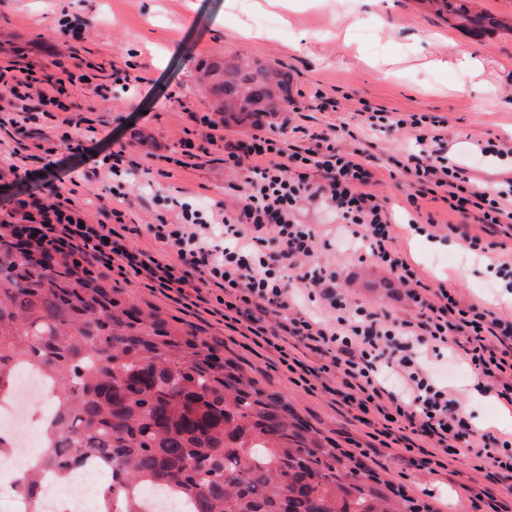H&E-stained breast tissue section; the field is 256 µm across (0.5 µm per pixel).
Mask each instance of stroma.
Wrapping results in <instances>:
<instances>
[{"label": "stroma", "instance_id": "1", "mask_svg": "<svg viewBox=\"0 0 512 512\" xmlns=\"http://www.w3.org/2000/svg\"><path fill=\"white\" fill-rule=\"evenodd\" d=\"M478 12L503 20V28L475 34L456 20H444L422 0H364L357 17L338 9L336 0H295L291 9L258 10L255 0H0V66L17 61L37 77L59 74L61 67L92 64L90 84L68 89L63 100L69 118L92 127L93 148L123 150L136 168L123 209L124 236L154 253L161 246L146 225L178 220L180 203L212 210L234 209L232 186L239 174L224 165L225 140L261 130L295 144L292 129L302 126L324 135L337 134L345 152L361 149L372 166V190L397 227L402 253L430 285L453 288L460 308L479 306L512 320L506 282L491 264L498 252L512 251V223L482 236L484 247L469 256L459 251L449 232L460 217L443 201L423 202L414 210L400 164L416 147L407 130L369 128L363 105L387 111L391 120L417 114L434 122L450 163L475 186L495 192L512 180V159L484 153L487 142L512 147V0H471ZM83 21L80 38L62 31L61 15ZM468 51L481 65L479 74L461 68ZM258 59L286 70L291 78V106L259 119L256 125L225 126L202 84L205 64L233 56ZM442 68H434V61ZM139 77L134 92L112 84L115 74ZM335 108L324 107V99ZM209 115L221 126L223 140L207 143L196 115ZM60 120L37 117L18 129L0 126V219L17 202H45L61 196L84 212L88 223H112L107 174L92 175L85 156L67 150ZM189 137L206 150L189 165L178 163L179 141ZM175 198L164 207L155 195ZM433 212L446 228L436 236L409 229V220L425 224ZM301 222L314 225L326 240L322 262L339 274L347 301L398 319L417 315L407 288L371 257H359L336 241L337 221L312 203L300 207ZM122 298L141 309H156L182 329L220 341L233 360L266 391L284 396L294 412L319 431L328 444L434 512H476L472 491L488 486L484 471L468 452L429 473L412 466L399 446L384 447L371 427L353 420L320 382L294 384L275 352L255 346L210 315L205 305L184 307L151 288L147 281L108 280ZM429 373L460 401H467L473 372L460 352L430 357Z\"/></svg>", "mask_w": 512, "mask_h": 512}]
</instances>
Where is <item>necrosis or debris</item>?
Instances as JSON below:
<instances>
[{"mask_svg": "<svg viewBox=\"0 0 512 512\" xmlns=\"http://www.w3.org/2000/svg\"><path fill=\"white\" fill-rule=\"evenodd\" d=\"M22 393L0 398V416L7 420L0 427V439L8 452L0 458V499L10 505V512H99L98 477L105 461L84 455L70 462L66 469L38 467L44 446V431L54 418L51 379L25 370ZM36 470L45 493L32 500L18 488V479L26 471Z\"/></svg>", "mask_w": 512, "mask_h": 512, "instance_id": "4bbe7bcc", "label": "necrosis or debris"}]
</instances>
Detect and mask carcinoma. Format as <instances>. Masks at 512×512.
I'll list each match as a JSON object with an SVG mask.
<instances>
[{
    "label": "carcinoma",
    "mask_w": 512,
    "mask_h": 512,
    "mask_svg": "<svg viewBox=\"0 0 512 512\" xmlns=\"http://www.w3.org/2000/svg\"><path fill=\"white\" fill-rule=\"evenodd\" d=\"M426 2L477 29L496 24L470 15V0ZM207 75L226 125L289 101L283 70L227 59ZM35 254L15 251L0 227V392L23 361L55 381L56 446L40 464L65 466L64 449L101 453L119 478L105 512H151L155 491L179 512H419L213 344Z\"/></svg>",
    "instance_id": "obj_1"
}]
</instances>
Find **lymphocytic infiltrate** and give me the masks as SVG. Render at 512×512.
<instances>
[{
    "label": "lymphocytic infiltrate",
    "instance_id": "obj_1",
    "mask_svg": "<svg viewBox=\"0 0 512 512\" xmlns=\"http://www.w3.org/2000/svg\"><path fill=\"white\" fill-rule=\"evenodd\" d=\"M89 81V74L67 69L47 82L31 69L7 68L0 72V86L10 92V124L30 121L32 99L43 114L61 110L67 89ZM396 126L408 129L418 147L404 167L413 187L410 203L440 196L458 215L477 214L487 227L512 222V189L492 194L472 189L460 168L449 165L441 136L427 130L422 119L413 115ZM308 139L309 146L290 148L257 131L226 147L225 165L244 172L236 186L238 207L214 212L185 205L178 223L148 225V233L165 248L161 256L124 242L112 225L85 223L79 210L59 199L32 207L18 202L9 213L11 235L47 255L67 257L89 282L108 270L124 278L143 276L183 303L192 293L215 289L212 314L246 331L255 344L274 348L280 366L300 379L336 376L335 394L355 420L377 417L381 436L408 451L416 439L432 441L434 450L416 459V468L432 470L465 450L489 460L494 481L512 485V440L474 437L457 399L423 369L428 351L458 348L487 388L499 389L511 405L512 357L497 353L494 344L512 339V321L477 306L457 310L443 286L434 300L423 301V281L397 248L390 217L369 190L373 174L361 151L342 152L315 132ZM304 200L333 211L349 250L365 251L408 286L410 297L424 304L419 319L398 321L337 296L335 270L315 260L314 228L297 218ZM214 224L223 225L225 245L209 236ZM293 270L310 293L327 301L329 321L293 312ZM296 344L323 355L324 363L300 360L292 350ZM386 368L396 370L399 388L382 379Z\"/></svg>",
    "mask_w": 512,
    "mask_h": 512
}]
</instances>
